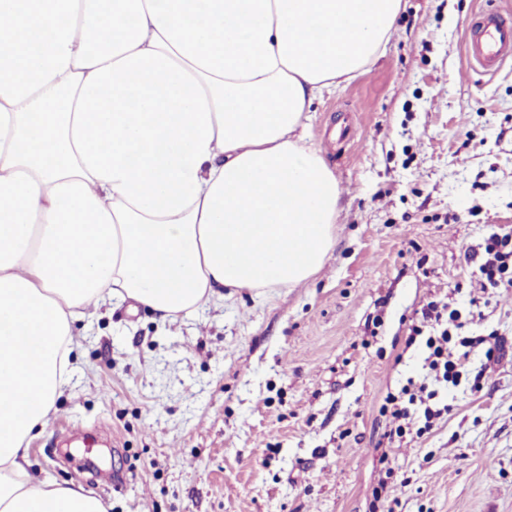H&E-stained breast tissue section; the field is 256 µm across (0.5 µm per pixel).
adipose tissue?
Segmentation results:
<instances>
[{"mask_svg": "<svg viewBox=\"0 0 512 512\" xmlns=\"http://www.w3.org/2000/svg\"><path fill=\"white\" fill-rule=\"evenodd\" d=\"M399 9L0 0V512H106L29 471L89 306L174 321L320 271L340 191L300 130Z\"/></svg>", "mask_w": 512, "mask_h": 512, "instance_id": "ef3b65f1", "label": "adipose tissue"}]
</instances>
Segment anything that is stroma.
<instances>
[{
	"mask_svg": "<svg viewBox=\"0 0 512 512\" xmlns=\"http://www.w3.org/2000/svg\"><path fill=\"white\" fill-rule=\"evenodd\" d=\"M487 0H401L383 55L315 100L305 141L336 176V242L305 284L234 291L177 321L103 307L78 323L76 366L31 469L107 512H373L385 467L394 512H512V288L470 306L465 253L512 227V63L464 53ZM452 299L464 335L497 333L448 415L387 442L380 406L422 381L405 339Z\"/></svg>",
	"mask_w": 512,
	"mask_h": 512,
	"instance_id": "1",
	"label": "stroma"
}]
</instances>
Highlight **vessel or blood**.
<instances>
[{
    "mask_svg": "<svg viewBox=\"0 0 512 512\" xmlns=\"http://www.w3.org/2000/svg\"><path fill=\"white\" fill-rule=\"evenodd\" d=\"M464 49L475 68L497 73L512 60V14L497 8L480 10L468 24Z\"/></svg>",
    "mask_w": 512,
    "mask_h": 512,
    "instance_id": "1",
    "label": "vessel or blood"
}]
</instances>
